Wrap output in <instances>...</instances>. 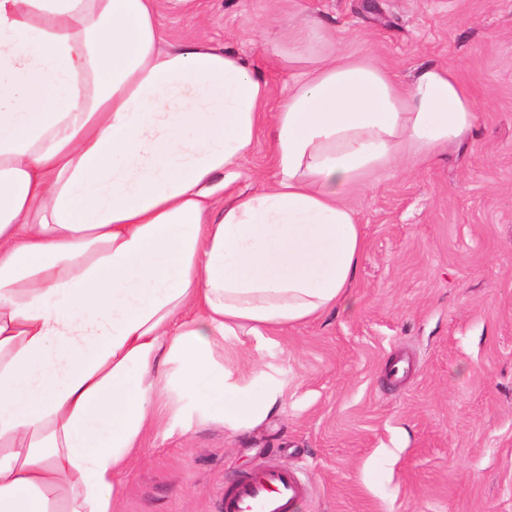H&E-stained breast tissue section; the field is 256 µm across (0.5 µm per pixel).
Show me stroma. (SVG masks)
Masks as SVG:
<instances>
[{
  "label": "stroma",
  "mask_w": 512,
  "mask_h": 512,
  "mask_svg": "<svg viewBox=\"0 0 512 512\" xmlns=\"http://www.w3.org/2000/svg\"><path fill=\"white\" fill-rule=\"evenodd\" d=\"M159 15L169 40L257 67L275 100L291 16L405 81L447 65L482 112L465 145L351 192L366 242L353 307L241 337L283 388L269 418L232 435L168 391L117 477L116 512H220L225 486L273 462L308 486L296 512H512V0H194ZM398 357L410 369L395 382Z\"/></svg>",
  "instance_id": "obj_1"
}]
</instances>
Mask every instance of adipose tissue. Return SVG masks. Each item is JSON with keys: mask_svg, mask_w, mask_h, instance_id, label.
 Here are the masks:
<instances>
[{"mask_svg": "<svg viewBox=\"0 0 512 512\" xmlns=\"http://www.w3.org/2000/svg\"><path fill=\"white\" fill-rule=\"evenodd\" d=\"M334 38L282 27L271 111L236 54L170 42L155 0H0V512H112L172 385L253 430L281 390L214 342L354 304L351 189L462 145L479 104L443 65L404 83L316 50ZM264 128L275 179L240 190Z\"/></svg>", "mask_w": 512, "mask_h": 512, "instance_id": "adipose-tissue-1", "label": "adipose tissue"}]
</instances>
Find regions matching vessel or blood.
Masks as SVG:
<instances>
[{
    "instance_id": "b4317fda",
    "label": "vessel or blood",
    "mask_w": 512,
    "mask_h": 512,
    "mask_svg": "<svg viewBox=\"0 0 512 512\" xmlns=\"http://www.w3.org/2000/svg\"><path fill=\"white\" fill-rule=\"evenodd\" d=\"M306 490L294 469L269 465L225 487L223 512H294Z\"/></svg>"
}]
</instances>
